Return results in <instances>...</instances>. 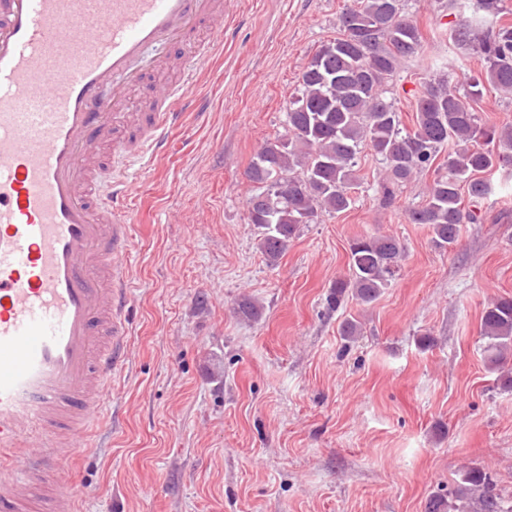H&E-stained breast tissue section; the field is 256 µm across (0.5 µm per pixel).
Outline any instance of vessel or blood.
I'll list each match as a JSON object with an SVG mask.
<instances>
[{
  "instance_id": "b4317fda",
  "label": "vessel or blood",
  "mask_w": 512,
  "mask_h": 512,
  "mask_svg": "<svg viewBox=\"0 0 512 512\" xmlns=\"http://www.w3.org/2000/svg\"><path fill=\"white\" fill-rule=\"evenodd\" d=\"M226 7L0 0V448L23 458L0 465V512H75L63 473L127 357L132 170L181 126Z\"/></svg>"
}]
</instances>
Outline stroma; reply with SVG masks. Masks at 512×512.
Instances as JSON below:
<instances>
[{"label": "stroma", "instance_id": "obj_1", "mask_svg": "<svg viewBox=\"0 0 512 512\" xmlns=\"http://www.w3.org/2000/svg\"><path fill=\"white\" fill-rule=\"evenodd\" d=\"M224 43L191 93L166 153L136 172L131 334L113 380L116 428L94 433L65 482L77 512H425L463 467L493 478L512 512V388L481 334L490 301L512 297V168L489 174L478 220L453 248L407 220L424 173L383 204L384 168L357 158L355 203L302 225L277 264L246 221L247 167L282 138L288 98L348 0H231ZM447 0H405L422 54L388 89L412 127L441 59L465 89L477 59L448 35ZM393 235L399 276L371 304L327 298L351 241ZM263 306L236 318L242 296ZM360 322L346 339L341 324Z\"/></svg>", "mask_w": 512, "mask_h": 512}]
</instances>
